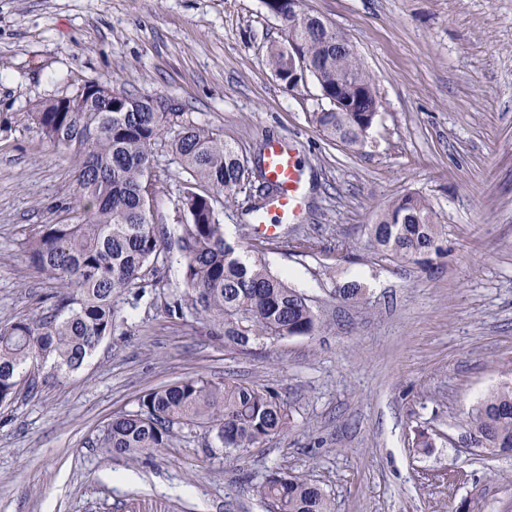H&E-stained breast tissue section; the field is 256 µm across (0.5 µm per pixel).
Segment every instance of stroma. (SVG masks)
<instances>
[{
  "label": "stroma",
  "instance_id": "obj_1",
  "mask_svg": "<svg viewBox=\"0 0 512 512\" xmlns=\"http://www.w3.org/2000/svg\"><path fill=\"white\" fill-rule=\"evenodd\" d=\"M372 74L368 142L325 139L315 80L291 91L267 64L281 21L263 0H0V322L41 311L53 284L30 265L36 225L68 219L74 171L28 118L77 79L158 97L255 159L278 138L303 168L300 217L263 238L249 191L220 198L230 240L312 299L315 337L225 346L169 316L178 287L133 289L73 373L44 363L35 390L0 406V512H265L253 484L301 475L333 512H512V457L466 447L463 420L512 381V0H303ZM157 210L183 222L186 174L156 149ZM425 196L445 226L432 265L381 258L368 226ZM360 270L364 300L336 290ZM258 385L290 427L228 453L202 430L135 460L95 439L117 411L187 376ZM435 446L413 447L415 429Z\"/></svg>",
  "mask_w": 512,
  "mask_h": 512
}]
</instances>
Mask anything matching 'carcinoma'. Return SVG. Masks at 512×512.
Returning <instances> with one entry per match:
<instances>
[{"label": "carcinoma", "mask_w": 512, "mask_h": 512, "mask_svg": "<svg viewBox=\"0 0 512 512\" xmlns=\"http://www.w3.org/2000/svg\"><path fill=\"white\" fill-rule=\"evenodd\" d=\"M284 19L285 42L272 46L267 66L283 84L303 64L328 103L311 115L327 138L365 144L371 117L381 102L372 75L354 50L321 17L298 9L288 18V0H264ZM298 43V55L288 56ZM94 92L67 90L36 102L28 117L43 136L65 151L75 168L72 224H42L29 238L30 263L55 283L47 310L0 324V404L12 401L21 381L53 359L59 371L82 367L112 335L119 300L134 288L166 286L177 269L182 291L166 302L169 315L203 318L209 335L240 350L296 336L319 335L324 321L310 299L286 277L249 256L224 232L215 194L231 195L249 183L248 160L208 128L161 112L163 101L86 80ZM352 101L363 112L336 111ZM167 146L189 178L179 189L185 224H156L155 148ZM442 225L428 200L416 193L394 200L369 227L374 248L389 260L427 263L443 254ZM336 299L359 303L363 289L348 284ZM288 406L257 385L193 376L154 389L138 409L119 413L103 427L95 447L138 458L169 448L185 429L201 428L217 447L252 448L288 427ZM477 447L492 455L512 450V384L491 392L464 420ZM252 491L267 512H332L326 492L310 480L276 472Z\"/></svg>", "instance_id": "1"}]
</instances>
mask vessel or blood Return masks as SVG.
Returning a JSON list of instances; mask_svg holds the SVG:
<instances>
[{
  "label": "vessel or blood",
  "mask_w": 512,
  "mask_h": 512,
  "mask_svg": "<svg viewBox=\"0 0 512 512\" xmlns=\"http://www.w3.org/2000/svg\"><path fill=\"white\" fill-rule=\"evenodd\" d=\"M263 163L268 181L276 187L270 202L276 219L264 224L263 233L267 239L274 240L280 237L283 224L295 220L300 213L302 171L297 154L278 139L267 142Z\"/></svg>",
  "instance_id": "b4317fda"
}]
</instances>
